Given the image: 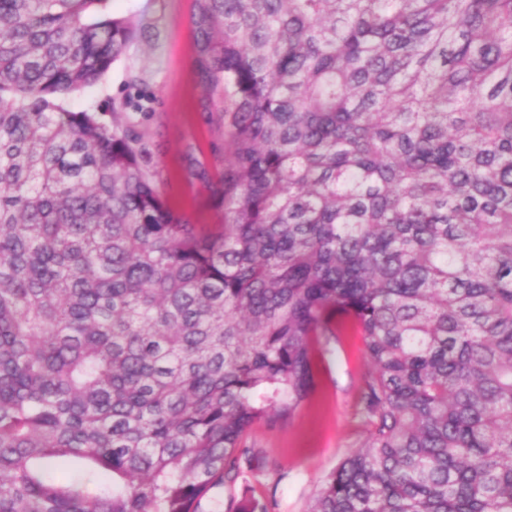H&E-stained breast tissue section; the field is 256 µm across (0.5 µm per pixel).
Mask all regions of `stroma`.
Listing matches in <instances>:
<instances>
[{
	"mask_svg": "<svg viewBox=\"0 0 512 512\" xmlns=\"http://www.w3.org/2000/svg\"><path fill=\"white\" fill-rule=\"evenodd\" d=\"M103 16L131 23L134 37L102 79L62 101L129 126L145 149L169 205L194 224L219 223L211 174L214 136L202 109L195 70L192 0H107ZM360 343L329 346L319 360L320 383L297 418L282 427L257 424L252 438L265 459L247 472L249 484L270 489L274 512H308L325 478L358 439L354 416Z\"/></svg>",
	"mask_w": 512,
	"mask_h": 512,
	"instance_id": "stroma-1",
	"label": "stroma"
}]
</instances>
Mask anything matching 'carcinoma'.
Instances as JSON below:
<instances>
[{"label": "carcinoma", "instance_id": "1", "mask_svg": "<svg viewBox=\"0 0 512 512\" xmlns=\"http://www.w3.org/2000/svg\"><path fill=\"white\" fill-rule=\"evenodd\" d=\"M105 2L0 0V512H271L203 502L349 332L309 512H512V0H193L220 224L59 102L133 37Z\"/></svg>", "mask_w": 512, "mask_h": 512}]
</instances>
